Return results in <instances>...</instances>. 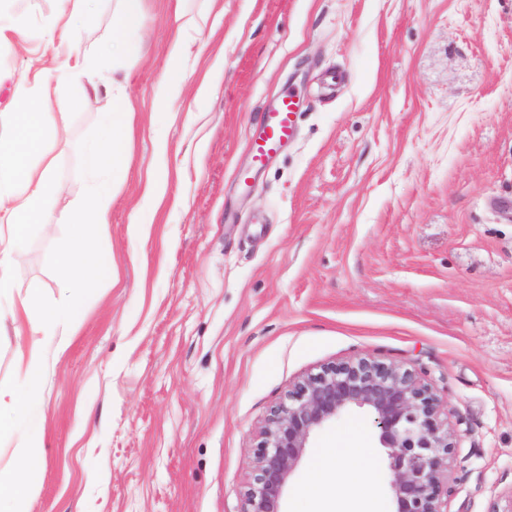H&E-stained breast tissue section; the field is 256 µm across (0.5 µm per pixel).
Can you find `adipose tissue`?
Listing matches in <instances>:
<instances>
[{"label": "adipose tissue", "instance_id": "adipose-tissue-1", "mask_svg": "<svg viewBox=\"0 0 512 512\" xmlns=\"http://www.w3.org/2000/svg\"><path fill=\"white\" fill-rule=\"evenodd\" d=\"M116 104L95 138L82 149L89 173H110V180L96 183L87 202L55 212L52 200L61 188L54 178V162L44 148L46 137L58 129L42 128L39 110L48 98L42 80L23 85L18 92V112H1L0 127L10 130L0 138V321L11 320L17 336L16 357L26 382L25 390L0 385V443L21 440L17 426L36 397L41 382L43 356L39 337L55 335L58 324L76 309L72 300L36 309L32 293L15 291L13 271L23 258L22 246L32 225L63 224L66 234L54 238L51 261L57 277L82 288L100 274L99 264L86 255L91 231L110 222L112 199L125 181L128 114L121 103V86H113ZM371 453L354 436L322 449L314 472L300 495L309 512H376ZM37 465L35 458L20 451L6 466H0V501H8L12 512H27V474Z\"/></svg>", "mask_w": 512, "mask_h": 512}]
</instances>
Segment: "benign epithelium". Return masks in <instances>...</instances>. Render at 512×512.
<instances>
[{
  "label": "benign epithelium",
  "instance_id": "7a95c632",
  "mask_svg": "<svg viewBox=\"0 0 512 512\" xmlns=\"http://www.w3.org/2000/svg\"><path fill=\"white\" fill-rule=\"evenodd\" d=\"M354 409L368 414L385 454L393 512H448V467L460 445L448 411L415 370L369 355L321 365L270 410L241 512H283L311 437Z\"/></svg>",
  "mask_w": 512,
  "mask_h": 512
}]
</instances>
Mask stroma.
I'll use <instances>...</instances> for the list:
<instances>
[{
	"label": "stroma",
	"instance_id": "35a3bbf8",
	"mask_svg": "<svg viewBox=\"0 0 512 512\" xmlns=\"http://www.w3.org/2000/svg\"><path fill=\"white\" fill-rule=\"evenodd\" d=\"M56 0H0V109L42 57L62 187L125 86L128 171L90 241L103 273L44 339L29 512H240L258 428L294 381L371 355L417 369L462 446L449 512L512 496V0H143L112 51L116 0H90L65 41ZM193 18L169 54L177 12ZM89 55L104 82L67 74ZM297 131L264 165L251 142L285 91ZM163 201L144 193L147 174ZM143 225L133 235L130 225ZM63 226H32L15 271L47 302ZM358 433L380 506L387 470L368 416L323 430L284 512L331 442Z\"/></svg>",
	"mask_w": 512,
	"mask_h": 512
}]
</instances>
